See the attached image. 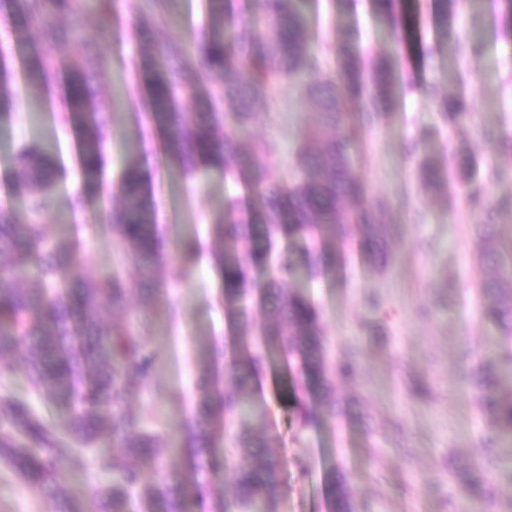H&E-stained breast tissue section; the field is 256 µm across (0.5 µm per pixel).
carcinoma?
Instances as JSON below:
<instances>
[{"mask_svg":"<svg viewBox=\"0 0 512 512\" xmlns=\"http://www.w3.org/2000/svg\"><path fill=\"white\" fill-rule=\"evenodd\" d=\"M376 11L395 38L402 37L404 18L398 0H374ZM258 15L238 21L228 15L225 0H208L209 21L194 37L202 67L215 82L197 90L196 76L176 68L183 46L166 37L159 47L132 62V71L146 95L140 97L138 133L143 125L160 132L165 163L186 174L199 170L224 172V179L241 187L243 195L224 204V221L215 225L224 237V251L217 266L224 279V305L231 318L246 325L251 319L247 299L260 288V301L271 305L261 330V341L237 356L224 374V386L199 388L192 420L180 441L165 443L146 431V416L129 409L134 387L152 381L156 358L144 333L125 323L104 325L101 308L108 302L122 305L136 293L146 303L164 294L167 281L159 278L164 247L156 224L154 201L145 188L139 159L126 162L117 200L104 209L123 265H134L138 279L121 273L100 282L70 274L78 248L50 239L43 225L21 221L15 211L0 204V361L16 358L7 367L22 374L30 386L48 400L63 405V426L69 437L37 418L29 405L0 393V457L35 489L55 498L59 512L68 507L57 477L71 463L76 444H91L112 436V451L98 454L97 469L107 477L106 486L89 503L88 512H185L184 485L176 467L161 476L155 471L165 452L190 448L196 471V502L202 512H229L213 501L208 489L217 471L216 452L205 457L202 448H213L214 431L226 419L238 423L232 438L236 460L232 466L237 512H276L280 495V463L263 452L264 438L251 433L265 420V410L252 400V382L276 351L288 359L297 379L294 394L326 403L336 416V364L326 355L319 312L303 295L285 285L298 274L310 279L336 268L340 255L356 251L390 264L388 242L401 234L400 225L386 224L380 215L388 208L383 198H368L364 184L350 167L348 125L371 126L391 106L401 75L383 57L367 58L348 34L336 43V76L320 82L324 60L307 47L308 22L298 0H259ZM459 0H432L433 18L443 33H450ZM69 13L70 27L57 29L60 15ZM83 14L81 0H0V17L15 34L19 56L0 54V123L17 108L20 90H44L62 77L64 120L78 133V159L95 193L101 174L105 145L112 131V113L98 108L95 89L86 67L92 50L79 58L53 54L52 44L69 36ZM43 40L27 37L31 29ZM20 59L21 72L14 60ZM306 77L307 93L318 100L321 121L310 129L296 153L293 174L278 175L266 158L278 151L267 141L255 148L246 142L251 127L267 117L272 93L284 80ZM189 95L195 111L184 112L179 94ZM444 123L467 115V101L460 94L439 99ZM17 191L27 209L41 214L52 204V190L59 167L51 152L34 146L14 156ZM473 159L455 157L441 170L425 162L422 185L435 188L456 177L466 184L471 210L484 214L490 200L471 176ZM336 241L340 252L317 244ZM285 240L305 243L297 256L275 254ZM483 246L495 262L497 277L485 282L491 298L487 314L512 341V242L498 240L494 225H485ZM36 267L42 284L18 286L30 267ZM266 274L258 284L249 273ZM512 376V347L500 349L494 363L482 368L474 387L481 411L491 430L508 440L505 454L484 457L472 466L474 475L461 491L467 512H484L485 474L502 463H512V400L498 396V375ZM332 512H351L344 487L331 482Z\"/></svg>","mask_w":512,"mask_h":512,"instance_id":"cac0c4a2","label":"carcinoma"}]
</instances>
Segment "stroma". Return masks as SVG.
<instances>
[{
    "instance_id": "35a3bbf8",
    "label": "stroma",
    "mask_w": 512,
    "mask_h": 512,
    "mask_svg": "<svg viewBox=\"0 0 512 512\" xmlns=\"http://www.w3.org/2000/svg\"><path fill=\"white\" fill-rule=\"evenodd\" d=\"M401 7L416 26L397 43L373 0H306L304 5L310 48L325 61H332L336 40L350 33L365 55L386 56L402 73L412 74L414 85L396 92L380 125L352 135L353 173L372 196L388 200L385 222L402 228L392 245L393 265L383 270L353 252L336 274L293 285L321 312L328 358L337 363L355 356L359 379L337 380L335 416L318 414L307 426L298 419L291 375L283 365L268 366L253 387L266 411L269 452L282 464L277 512H331L332 476L346 483L354 512H463L451 482L465 480L471 460L495 445L470 383L498 337L479 293L480 281L495 270L483 259L479 226L463 204V184L452 180L428 190L417 173L423 161L444 167L465 152L490 200L512 197V146H501L512 143V33L503 30L497 0H479L478 9L460 13L457 27L468 37L462 48L439 35L430 0H402ZM206 19L203 0H177L161 29L188 42ZM132 20L127 0H115L110 24L88 14L82 42L63 40L54 52L75 57L89 43L104 61L136 60L142 47L128 36ZM436 90L465 94L468 115L461 123L441 122L432 96ZM278 93L279 110L271 122L254 127L253 142L279 141L281 149L270 164L285 176L319 115L313 100L293 84H282ZM61 105L57 86L47 100L34 91L22 93L12 122L0 126V203L27 217L15 192L13 153L35 137L56 144L59 182L51 209L39 221L50 237L79 243L73 275L102 280L116 269L112 229L98 201L77 211L71 207L84 176L77 135L62 121ZM133 113L129 105L120 109L112 126L101 175L105 191L117 190L127 136L135 128ZM158 147V136L145 132L140 160L166 244L167 292L147 306L134 301L105 317L133 323L144 316L151 322L147 342L160 366L155 386L165 397L156 401L153 386L146 385L136 391L133 406L148 415L147 430L173 435L188 420L203 377L229 363L239 345L252 343L269 312L257 308L247 328L230 322L225 312L222 278L214 266L222 246L214 226L224 218L228 192L223 174L189 177L164 165ZM187 239L199 243L190 256L180 249ZM371 295L381 307L369 305ZM172 301L181 312L174 323L167 315ZM367 320L379 322L383 334L366 330ZM109 445L103 439L80 448L59 475L75 512H85L105 483L93 461L98 448ZM0 512H57V504L0 460Z\"/></svg>"
}]
</instances>
